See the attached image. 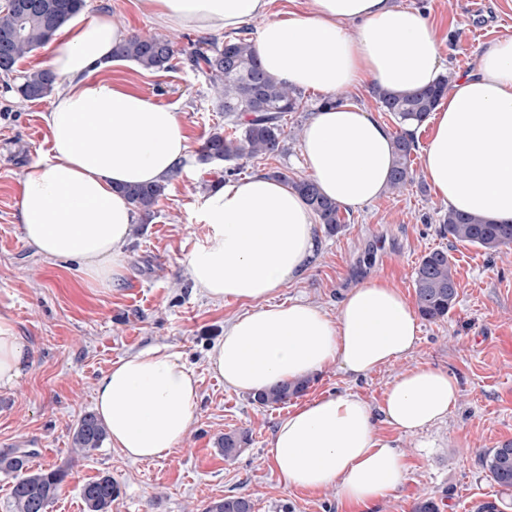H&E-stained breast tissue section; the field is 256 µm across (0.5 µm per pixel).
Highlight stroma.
Returning <instances> with one entry per match:
<instances>
[{"label":"stroma","mask_w":512,"mask_h":512,"mask_svg":"<svg viewBox=\"0 0 512 512\" xmlns=\"http://www.w3.org/2000/svg\"><path fill=\"white\" fill-rule=\"evenodd\" d=\"M401 2L438 27L451 76L471 71L493 42L512 36V0H481L478 8L473 0ZM85 9L112 15L132 35L175 38L182 50L200 37L196 30L174 33L158 26L138 0H86ZM109 76L176 112L190 140V158L169 180L152 221L135 222L124 248L128 273L104 291L85 280L77 262L44 258L23 238L21 174L49 155L43 120L49 101L22 98L0 75V306L9 307L30 354L19 386L0 390V453L20 449L31 452L33 467L68 470L48 512H85L81 488L103 475L121 489L112 512H202L210 501L234 494L250 496L255 512H348L335 489L284 487L268 448L289 405L253 404L250 395L225 388L207 360L225 322L250 306L208 300L187 273L190 254L210 232L200 208L217 178L229 170L238 180L276 171L307 178L302 133L323 93L303 91L302 109L285 116L283 153L205 163L199 149L209 132L223 127L224 115L204 77L186 67L150 72L127 61L115 64ZM412 168L415 178L406 189L385 192L356 211L341 210L338 234L317 227L321 245L312 264L276 299H302L332 314L346 290L386 278L411 300L418 259L433 249L448 250L459 283L457 302L445 319L421 321L413 354L356 382L328 365L314 374L306 396L353 390L375 407L400 371L416 365L447 371L460 384L459 403L448 418L417 435L381 425L402 452L407 477L370 512H412L420 497L433 498L440 512H475L491 500L501 512H512V490L490 481L481 466L488 449L512 441V245L488 254L444 237L440 222L448 206L424 178L421 153L413 154ZM156 346L180 354L198 380L194 418L178 450L133 462L107 441L87 456L75 454L72 433L93 412L100 377L125 354ZM235 429L249 430L251 442L228 460L217 441Z\"/></svg>","instance_id":"obj_1"}]
</instances>
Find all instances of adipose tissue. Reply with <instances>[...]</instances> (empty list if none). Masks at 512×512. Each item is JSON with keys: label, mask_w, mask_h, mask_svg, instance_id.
<instances>
[{"label": "adipose tissue", "mask_w": 512, "mask_h": 512, "mask_svg": "<svg viewBox=\"0 0 512 512\" xmlns=\"http://www.w3.org/2000/svg\"><path fill=\"white\" fill-rule=\"evenodd\" d=\"M160 26L224 32L257 22L264 70L297 89L336 95L306 125L302 156L320 193L358 209L389 185L395 134L352 102L357 87L395 93L433 84L444 64L422 12L396 0H314L315 11L270 13V0H143ZM128 36L111 16L72 19L52 44L60 86L44 115L50 157L22 173L19 222L25 241L49 259L77 261L84 277L111 290L127 274L123 247L134 210L124 186L171 176L190 154L175 112L102 78ZM423 175L455 211L512 223V36L456 78L430 115ZM210 233L188 258L196 288L216 302L252 303L211 347L212 371L255 394L335 364L358 380L408 357L420 326L402 291L378 278L345 293L336 315L304 300L273 297L315 256V216L305 199L264 173L227 182L202 204ZM28 349L9 309H0V389L19 386ZM197 381L164 348L125 355L102 375L94 408L112 445L135 461L170 456L194 418ZM448 373L416 366L387 385L378 408L354 391L295 405L269 449L286 488H336L347 504L372 507L401 486V451L379 423L416 434L459 401Z\"/></svg>", "instance_id": "1"}]
</instances>
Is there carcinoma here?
<instances>
[{
	"label": "carcinoma",
	"mask_w": 512,
	"mask_h": 512,
	"mask_svg": "<svg viewBox=\"0 0 512 512\" xmlns=\"http://www.w3.org/2000/svg\"><path fill=\"white\" fill-rule=\"evenodd\" d=\"M32 8L19 9L15 0L0 5V74L16 71L17 63L29 53L47 44L71 17L84 7V0H30ZM115 58L130 61L148 71H171L183 65L201 73L216 89L219 111L232 124L231 131H213L205 139L200 155L218 161L253 159L284 151L285 131L282 119L302 107L301 91L290 88L265 73L260 66L253 42L245 36L201 38L192 49L177 51L173 41L156 36L132 35L113 51ZM56 75L49 69H35L21 76L17 92L27 100H38L51 94ZM451 77L441 75L425 89L395 94L380 88L371 89L382 111L399 122L421 125L434 111L439 100L448 93ZM415 138L401 131L394 139V166L389 189L400 191L412 184L414 171L411 156L416 151ZM291 186L307 201L326 232L335 234L343 228L339 206L320 194L307 179L291 182ZM167 184L133 185L123 188L142 222L154 217L153 208L165 194ZM441 232L458 243L478 246L496 252L512 244V224L488 223L478 217L452 209L443 218ZM414 291L420 316L428 321L442 319L455 306L458 282L455 264L444 249L422 255L414 269ZM311 379L302 378L275 384L252 397L263 407L287 403L304 395ZM107 438L103 423L93 414L83 415L74 429L72 447L88 454L102 447ZM249 443V433L234 430L224 434L219 447L224 458L234 459ZM30 453H0V473L13 479L11 503L13 512H47L59 496L68 472L63 469H33ZM481 465L493 482L512 488V443L488 450ZM119 488L112 477L102 476L83 485L81 495L87 512H112V502ZM204 512H254L248 496H229L209 502Z\"/></svg>",
	"instance_id": "carcinoma-1"
}]
</instances>
